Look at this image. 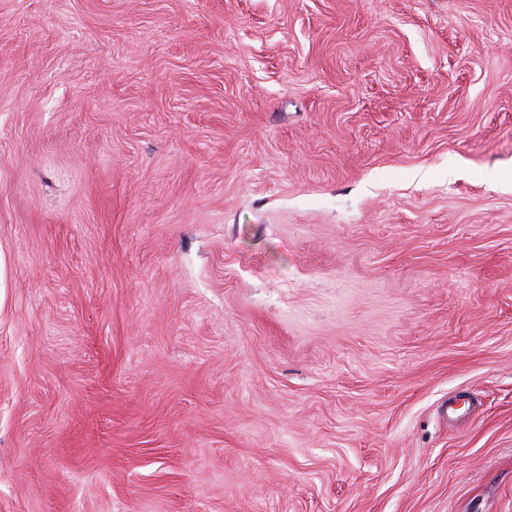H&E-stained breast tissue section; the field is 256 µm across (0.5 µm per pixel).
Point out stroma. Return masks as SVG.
Segmentation results:
<instances>
[{"label": "stroma", "instance_id": "stroma-1", "mask_svg": "<svg viewBox=\"0 0 512 512\" xmlns=\"http://www.w3.org/2000/svg\"><path fill=\"white\" fill-rule=\"evenodd\" d=\"M0 512H512V0H0Z\"/></svg>", "mask_w": 512, "mask_h": 512}]
</instances>
